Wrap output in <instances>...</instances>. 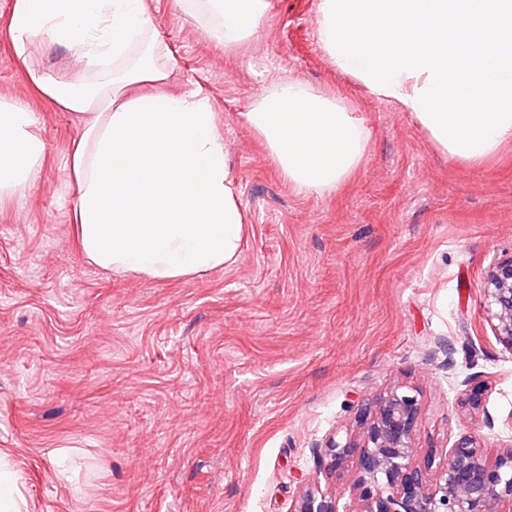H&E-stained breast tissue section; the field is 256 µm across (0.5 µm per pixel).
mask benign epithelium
Masks as SVG:
<instances>
[{
  "instance_id": "1",
  "label": "benign epithelium",
  "mask_w": 512,
  "mask_h": 512,
  "mask_svg": "<svg viewBox=\"0 0 512 512\" xmlns=\"http://www.w3.org/2000/svg\"><path fill=\"white\" fill-rule=\"evenodd\" d=\"M484 297L496 339L512 351V258L489 269ZM419 413V392L394 386L360 406L358 433L328 440L327 474L355 462L358 512H512V448L490 460L464 435L431 477L414 455ZM289 512L339 510L336 498L307 490Z\"/></svg>"
}]
</instances>
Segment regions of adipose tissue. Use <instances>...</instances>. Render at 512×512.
<instances>
[{
  "instance_id": "adipose-tissue-1",
  "label": "adipose tissue",
  "mask_w": 512,
  "mask_h": 512,
  "mask_svg": "<svg viewBox=\"0 0 512 512\" xmlns=\"http://www.w3.org/2000/svg\"><path fill=\"white\" fill-rule=\"evenodd\" d=\"M225 47L254 35L259 0H207ZM320 39L337 67L394 100L450 158L486 162L512 138V0H319ZM151 26L146 0H14L16 57L53 45L83 67L126 58ZM154 45L98 88L42 71L29 81L79 127L69 151L80 249L104 269L179 279L233 263L246 217L227 167L216 114L201 92L165 91ZM247 120L298 194L343 187L365 152L363 126L341 98L292 81ZM39 115L0 112V196L38 175Z\"/></svg>"
}]
</instances>
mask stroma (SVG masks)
I'll use <instances>...</instances> for the list:
<instances>
[{
    "instance_id": "35a3bbf8",
    "label": "stroma",
    "mask_w": 512,
    "mask_h": 512,
    "mask_svg": "<svg viewBox=\"0 0 512 512\" xmlns=\"http://www.w3.org/2000/svg\"><path fill=\"white\" fill-rule=\"evenodd\" d=\"M0 0V102L39 114V178L0 199V468L26 512H288L307 488L350 501L354 463L320 470L363 400L420 393L416 458L439 467L460 435L512 446V350L483 293L512 257V140L471 165L399 103L364 94L319 36L318 0H263L232 50L204 0H148L167 85L204 90L242 209L233 264L177 280L88 264L71 222L70 113L27 69L97 84L67 48L23 64ZM343 89L367 133L342 189L297 194L245 119L285 81ZM452 340L453 354L440 349ZM482 391L461 409L464 380Z\"/></svg>"
}]
</instances>
